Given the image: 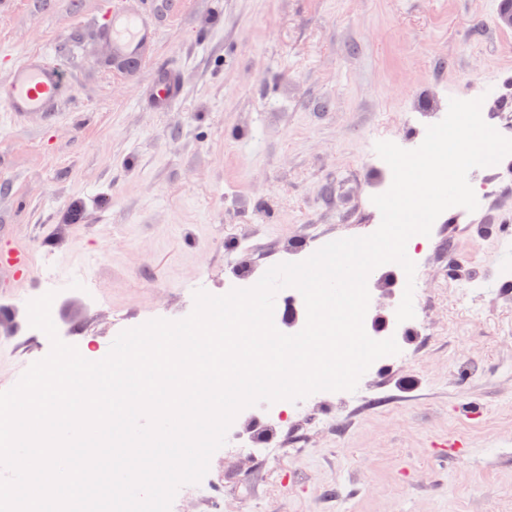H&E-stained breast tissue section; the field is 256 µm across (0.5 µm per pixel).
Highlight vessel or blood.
I'll list each match as a JSON object with an SVG mask.
<instances>
[{"instance_id":"vessel-or-blood-1","label":"vessel or blood","mask_w":512,"mask_h":512,"mask_svg":"<svg viewBox=\"0 0 512 512\" xmlns=\"http://www.w3.org/2000/svg\"><path fill=\"white\" fill-rule=\"evenodd\" d=\"M105 36L112 43L114 58L129 68L142 67L160 38L155 19L113 9L105 19ZM69 93L61 71L45 51L21 54L0 78V112L20 121L38 115L47 119L58 115ZM181 96L176 66L155 67L142 87L140 97L153 111L164 112Z\"/></svg>"}]
</instances>
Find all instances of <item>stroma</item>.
Segmentation results:
<instances>
[{
  "mask_svg": "<svg viewBox=\"0 0 512 512\" xmlns=\"http://www.w3.org/2000/svg\"><path fill=\"white\" fill-rule=\"evenodd\" d=\"M501 2L7 0L0 75L44 50L72 95L51 120L0 118V239L30 261L23 275L0 267V391L50 351L27 312L44 291L57 331L90 359L125 329L185 318L196 290L223 294L240 270L261 278L376 223L371 198L392 183L377 142L424 139L452 97L512 113ZM112 5L155 16L148 67L114 68L95 26ZM167 63L181 98L156 112L139 90ZM484 177L495 191L475 212L432 227L426 332L359 381L377 403L312 398L265 430L289 451L277 475L215 455L218 503L182 512H512V278L491 282L483 318H462L446 288L512 267L496 247L512 237V179Z\"/></svg>",
  "mask_w": 512,
  "mask_h": 512,
  "instance_id": "35a3bbf8",
  "label": "stroma"
}]
</instances>
